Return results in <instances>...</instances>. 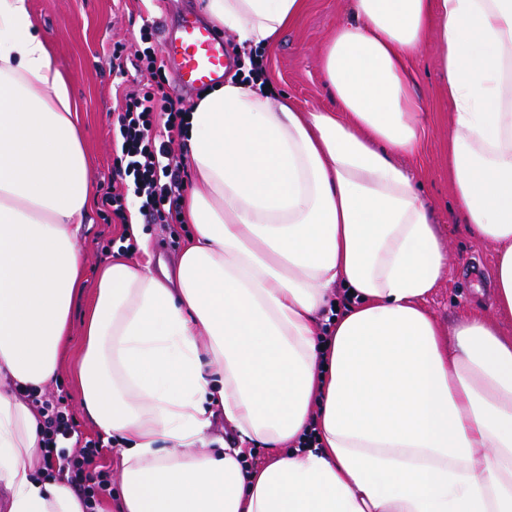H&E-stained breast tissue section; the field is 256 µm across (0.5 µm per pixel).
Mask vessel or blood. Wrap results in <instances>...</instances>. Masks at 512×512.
<instances>
[{"label": "vessel or blood", "mask_w": 512, "mask_h": 512, "mask_svg": "<svg viewBox=\"0 0 512 512\" xmlns=\"http://www.w3.org/2000/svg\"><path fill=\"white\" fill-rule=\"evenodd\" d=\"M159 42L184 90L221 82L231 65L223 36L189 14L176 27L161 30Z\"/></svg>", "instance_id": "obj_1"}]
</instances>
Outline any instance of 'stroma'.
<instances>
[{"instance_id": "obj_1", "label": "stroma", "mask_w": 512, "mask_h": 512, "mask_svg": "<svg viewBox=\"0 0 512 512\" xmlns=\"http://www.w3.org/2000/svg\"><path fill=\"white\" fill-rule=\"evenodd\" d=\"M348 2L307 0L298 24L262 52L270 84L302 107L331 104L323 88L320 49L345 14ZM29 7L79 108L90 159L94 204L90 222L79 240L85 272L60 357V375L50 393L61 398L82 438L94 440L99 432L80 409L77 377L85 349L83 314L96 294L101 267L117 252L112 241L122 232L121 225L113 223L103 204L112 191V120L122 97L112 75V50L118 42L131 44L144 23L169 24L189 12L201 14L202 8L200 0H29ZM440 51L438 34H431L413 61L417 90L429 112V129L423 153L411 159L410 165L418 172L423 192L434 205L435 219L449 249L448 273L426 302L437 320L448 325L467 312L495 316L489 289L495 252L491 246L472 238L452 215L455 200L448 180L449 117L447 94L438 76ZM143 230L149 250L136 252L134 261L161 257L170 262L181 252L191 227L185 224L170 231L147 224Z\"/></svg>"}]
</instances>
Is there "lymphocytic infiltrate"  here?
Listing matches in <instances>:
<instances>
[{
	"label": "lymphocytic infiltrate",
	"instance_id": "lymphocytic-infiltrate-1",
	"mask_svg": "<svg viewBox=\"0 0 512 512\" xmlns=\"http://www.w3.org/2000/svg\"><path fill=\"white\" fill-rule=\"evenodd\" d=\"M122 52L119 46L112 51L115 76L125 78L132 67L145 82L125 94L117 114L112 177L123 189L109 195L106 202L120 224L128 221L127 199L131 196L138 202L139 213L152 223L177 224L181 221L177 201L184 187L186 163L184 158L172 155L170 145L185 138L189 110L182 98L166 89V64L155 42L153 26H142L132 65H125ZM27 399L45 418L42 441L46 468L68 472L89 507H96L98 496L109 493L112 485L110 474L95 466L103 442L88 440L80 443L78 450L68 451L75 424L60 400L32 393Z\"/></svg>",
	"mask_w": 512,
	"mask_h": 512
}]
</instances>
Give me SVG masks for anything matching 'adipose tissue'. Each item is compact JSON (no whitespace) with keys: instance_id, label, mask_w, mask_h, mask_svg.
I'll return each mask as SVG.
<instances>
[{"instance_id":"obj_1","label":"adipose tissue","mask_w":512,"mask_h":512,"mask_svg":"<svg viewBox=\"0 0 512 512\" xmlns=\"http://www.w3.org/2000/svg\"><path fill=\"white\" fill-rule=\"evenodd\" d=\"M306 0H205L253 52ZM440 35L448 174L496 254L512 320V0H351L321 50L333 101L305 111L228 78L188 116L192 232L176 265L103 268L85 323V415L126 443L116 512H512V336L441 328L423 300L448 267L401 157L427 135L410 61ZM93 204L66 81L28 0H0V487L6 512H86L43 467L44 393ZM349 311L316 333L336 287ZM239 434L209 448L215 410ZM318 445L298 447L310 411ZM268 451L245 468L250 447Z\"/></svg>"}]
</instances>
